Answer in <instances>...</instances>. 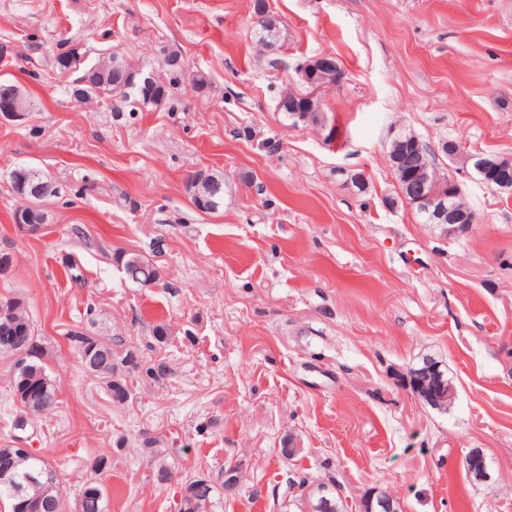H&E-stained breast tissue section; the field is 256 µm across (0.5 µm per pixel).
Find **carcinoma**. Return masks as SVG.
Masks as SVG:
<instances>
[{"mask_svg": "<svg viewBox=\"0 0 512 512\" xmlns=\"http://www.w3.org/2000/svg\"><path fill=\"white\" fill-rule=\"evenodd\" d=\"M257 34L258 41L266 48L273 50L280 46L282 31L271 18L267 17L257 24ZM71 47L73 44L68 38H62L56 44L57 51L53 56L52 67L60 76L68 68ZM162 52L161 66L156 71L153 87L148 95L132 81L131 66L114 53L102 55L96 62L85 64L80 76L89 80L90 86L81 102L108 101L112 111L122 112L128 107L132 113L168 105L173 101V90L185 77L186 69L179 51L165 47ZM306 71L315 81L325 84H336L342 78V72L335 62L326 68L310 59L306 61ZM290 106L305 111L308 123L313 126L320 125L324 119L321 104L316 101H298L292 97L278 100L277 109L287 118L290 117ZM394 149L406 158L407 167L394 170L401 191H406L405 173L420 167L434 171L435 159L420 138L405 137L403 143L394 146ZM38 174V193L31 192L32 184H26L25 203L17 208L22 224L35 233L47 220L42 202L45 198L60 193L43 171H38ZM336 176L340 178L343 186H351L361 194L368 189L360 172L340 171ZM216 184H224V178L203 170L188 178L187 190L195 209L215 213L223 206L224 192H212ZM115 261L122 267L128 280L142 287L150 288L159 279L158 268L138 253L119 251L115 253ZM67 340L76 350L86 372L100 379L109 397L118 404L126 403L131 396L128 384L130 375L158 383L170 372L165 363L148 361L139 351L123 347L120 341L107 342L90 334L84 327L69 330ZM19 353L26 357V364L19 370H11V400L24 415L36 416L58 403L55 383L48 373L46 353L30 319L26 301L21 297L1 298L0 355L11 357ZM151 444L152 441L145 440V445L149 446L146 453L157 468L158 480L166 482L170 477L169 468L164 463L160 450L151 447ZM10 465L14 466L17 473L30 475L28 480H18L23 489L19 497L13 487L0 484V499L11 505L10 512H20V504L23 502L28 504L26 512H65L58 474L43 456L38 454L34 457H20L13 448H0V469ZM482 468H487L486 459L479 456L477 451H471L465 459V470L476 480ZM212 489L210 478L195 476L185 483L179 512H207ZM305 498L310 505V512H346L339 493L325 483L307 489ZM106 506L105 485L95 476L86 480L79 491L77 512H106Z\"/></svg>", "mask_w": 512, "mask_h": 512, "instance_id": "obj_1", "label": "carcinoma"}]
</instances>
